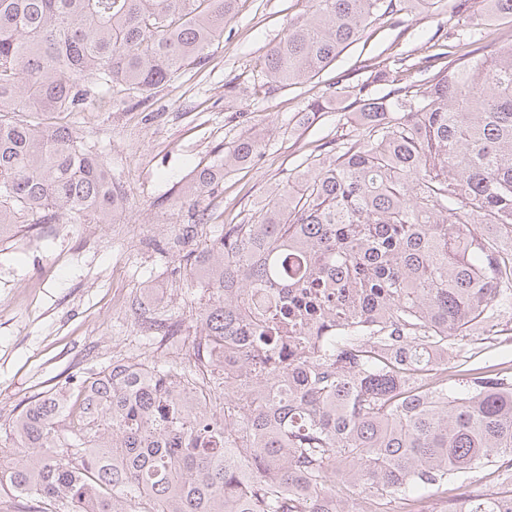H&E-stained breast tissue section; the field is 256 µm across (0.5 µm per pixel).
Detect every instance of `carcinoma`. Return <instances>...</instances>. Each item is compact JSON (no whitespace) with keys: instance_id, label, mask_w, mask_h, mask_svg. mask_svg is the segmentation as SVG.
Listing matches in <instances>:
<instances>
[{"instance_id":"1","label":"carcinoma","mask_w":512,"mask_h":512,"mask_svg":"<svg viewBox=\"0 0 512 512\" xmlns=\"http://www.w3.org/2000/svg\"><path fill=\"white\" fill-rule=\"evenodd\" d=\"M237 0H0V240L64 218L112 224L124 195L66 125L117 90L142 96L205 58ZM429 0H314L266 56L268 84L320 75L373 21ZM512 15L487 0L486 18ZM375 67L336 85L359 128L314 156L251 224L175 237L198 294L193 365L124 362L16 414L0 488L54 512H512L465 492L512 483V373L458 342L512 322V42ZM259 143L224 156L244 168ZM220 172L197 171V204ZM68 428L69 436L62 435Z\"/></svg>"}]
</instances>
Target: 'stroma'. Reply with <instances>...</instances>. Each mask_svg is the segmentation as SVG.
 <instances>
[{
    "instance_id": "stroma-1",
    "label": "stroma",
    "mask_w": 512,
    "mask_h": 512,
    "mask_svg": "<svg viewBox=\"0 0 512 512\" xmlns=\"http://www.w3.org/2000/svg\"><path fill=\"white\" fill-rule=\"evenodd\" d=\"M454 0H431L397 20H376L320 77L301 85H266L264 59L312 0H239L224 34L201 63L153 90L148 102L118 94L89 112L60 114L102 153L125 206L115 223L36 224L0 242V456L13 417L29 398L54 386H74L109 364L155 360L177 368L193 361L196 329L190 297L178 284L182 249L173 239L190 212L182 198L196 167L223 164L245 136L259 141L254 164L225 173L206 198V232L251 223L289 170L334 140L350 100L336 75L368 78L375 64L401 55L408 63L433 45L496 47L512 40V17L484 18V0H469L461 17ZM315 100L327 109L310 114ZM157 301L131 317L144 289ZM168 321L182 340L145 329Z\"/></svg>"
}]
</instances>
